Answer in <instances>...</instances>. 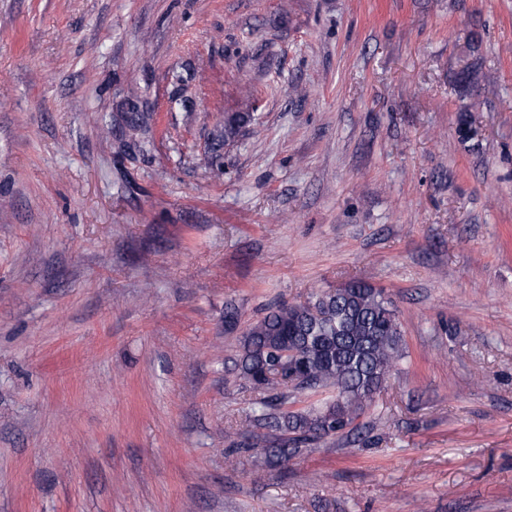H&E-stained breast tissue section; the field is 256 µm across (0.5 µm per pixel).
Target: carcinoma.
<instances>
[{"label":"carcinoma","mask_w":512,"mask_h":512,"mask_svg":"<svg viewBox=\"0 0 512 512\" xmlns=\"http://www.w3.org/2000/svg\"><path fill=\"white\" fill-rule=\"evenodd\" d=\"M251 118L249 112L225 113L224 145L234 143ZM122 119L138 134L146 131L149 114L132 110ZM404 355L392 300L366 281L276 305L240 339L238 377L258 398L232 444L259 448L270 466L288 470L303 450L355 429ZM326 391L332 398L300 411L287 408L294 393Z\"/></svg>","instance_id":"obj_1"}]
</instances>
